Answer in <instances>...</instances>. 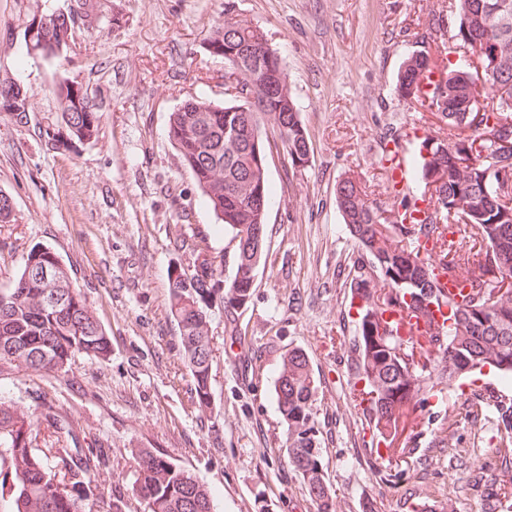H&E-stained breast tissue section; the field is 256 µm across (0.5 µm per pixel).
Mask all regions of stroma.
Segmentation results:
<instances>
[{"mask_svg": "<svg viewBox=\"0 0 512 512\" xmlns=\"http://www.w3.org/2000/svg\"><path fill=\"white\" fill-rule=\"evenodd\" d=\"M226 0H98V23L78 31L63 66L27 55L22 32L34 13L70 0H0V78L24 83L33 110L21 123L0 112V193L15 220L0 224V289L12 287L29 249L49 247L67 267L111 344L107 357L75 354L66 370L34 372L0 362V409L53 406L80 450L104 448L115 481L103 500L124 498L144 512L133 487L145 449L189 469L213 493L214 512H318L309 480L289 462L287 426L272 393L288 349L309 358L318 390L312 409L323 468L317 479L331 512H503L504 482L494 446L505 430L498 407L470 417L456 386H444L420 420L430 426L414 452L407 435L376 454L362 442L356 406L359 336L350 281L367 258L336 210V184L357 177L371 201L397 208L385 190L388 152L414 156L438 120L395 96L410 53L451 36L421 40L416 23L448 0H233L281 54L311 145V161L291 170L269 161L275 195L267 215L269 254L248 305L211 316V401L199 406L179 355L168 290L174 268L198 253L235 268L231 232L196 189L168 135V119L188 96L223 102L213 82L224 60L206 45L224 22ZM87 87L102 114L96 139L75 152L47 145L57 120L56 78ZM488 480L474 484L472 470Z\"/></svg>", "mask_w": 512, "mask_h": 512, "instance_id": "stroma-1", "label": "stroma"}]
</instances>
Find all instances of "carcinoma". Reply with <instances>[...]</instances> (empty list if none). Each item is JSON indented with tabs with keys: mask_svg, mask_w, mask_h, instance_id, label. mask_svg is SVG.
<instances>
[{
	"mask_svg": "<svg viewBox=\"0 0 512 512\" xmlns=\"http://www.w3.org/2000/svg\"><path fill=\"white\" fill-rule=\"evenodd\" d=\"M97 4L76 0L68 14L44 15L32 36L34 56L67 60L75 30L89 28ZM456 20L450 36L458 59L448 51H414L400 65L394 86L398 97L434 112L441 126L424 137L415 161L422 190L419 201H400L404 214H387L368 201L354 178L336 187V208L352 237L370 256V269L383 277L382 302L366 294V279H352L351 299H359L360 362L355 377L365 383L359 406L372 430L369 446L386 441V427L397 423L399 409L415 398L425 402L434 388L489 367L504 384L512 382V307L498 304L487 285L512 292V0H448ZM224 27L210 39V53L224 58L222 104L191 96L169 115L168 136L197 189L236 241L235 271L224 281L222 262L208 255L190 275L170 284L171 313L180 330V354L194 379L199 403L210 399L213 348L210 312L228 315L247 306L253 294L250 273L267 259V210L252 201L269 198L270 128L288 149L291 168L309 160V141L294 104L288 73L259 27L224 10ZM486 49L496 79L477 89L472 56ZM52 94L60 118L45 135L52 148L66 138L82 143L97 137L101 114L88 90L56 80ZM29 101L24 85L0 80V112L10 102ZM423 212L406 224L405 212ZM470 226L465 235L446 237L443 225L455 220ZM252 230L261 236L250 239ZM425 238L441 254V270L462 279L472 292L452 306L447 342L435 341L432 328L412 322L413 313L430 309L439 296L437 274L408 241ZM45 270L56 298L43 308L47 289L34 277ZM106 330L76 288L59 257L34 245L12 288L0 291V361L36 372H59L77 353L100 357L109 351ZM448 356L447 376H424L434 352ZM287 368L273 382L279 411L291 433L288 457L303 474L321 463L311 407L317 382L303 350L285 354ZM502 423L512 429V397L495 396ZM106 463L100 450L75 454L58 431L52 406L19 415L0 410V512H27L40 500L44 512H98L97 471ZM135 492L145 512H212L208 489L176 463L140 451Z\"/></svg>",
	"mask_w": 512,
	"mask_h": 512,
	"instance_id": "cac0c4a2",
	"label": "carcinoma"
}]
</instances>
